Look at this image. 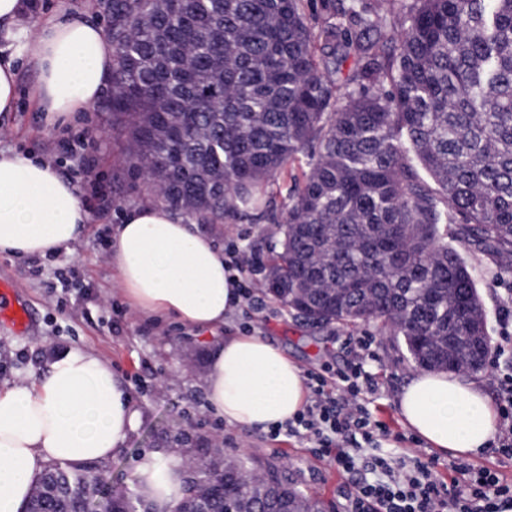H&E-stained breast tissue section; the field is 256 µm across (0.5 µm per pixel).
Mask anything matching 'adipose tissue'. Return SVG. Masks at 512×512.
Masks as SVG:
<instances>
[{
	"label": "adipose tissue",
	"instance_id": "1",
	"mask_svg": "<svg viewBox=\"0 0 512 512\" xmlns=\"http://www.w3.org/2000/svg\"><path fill=\"white\" fill-rule=\"evenodd\" d=\"M21 10V0H0V29L9 42L0 56V113L15 107V61L26 58L38 72L40 112L51 123L70 121L111 84L112 44L100 27L64 11L29 33L18 26ZM90 221L74 183L50 161L0 150V253L54 256L78 241ZM111 260L121 293L144 315L212 330L238 304L223 249L164 205L150 202L125 214L112 231ZM205 392L228 424L261 430L292 419L307 398L300 367L258 336L217 343ZM397 405L405 425L442 453L479 455L500 427L484 390L448 371L415 372ZM139 418L107 363L81 348L0 386V512H26L48 464L107 461ZM134 482L154 512H175L184 495L179 449L144 455Z\"/></svg>",
	"mask_w": 512,
	"mask_h": 512
}]
</instances>
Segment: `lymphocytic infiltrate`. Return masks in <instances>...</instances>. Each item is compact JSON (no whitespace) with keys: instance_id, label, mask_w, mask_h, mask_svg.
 I'll use <instances>...</instances> for the list:
<instances>
[{"instance_id":"1","label":"lymphocytic infiltrate","mask_w":512,"mask_h":512,"mask_svg":"<svg viewBox=\"0 0 512 512\" xmlns=\"http://www.w3.org/2000/svg\"><path fill=\"white\" fill-rule=\"evenodd\" d=\"M496 336L491 345L498 411L509 427L489 444L512 457V289L500 297ZM371 336H351L344 346L352 357L339 367L307 375L312 396L289 419V435L305 442L311 455L342 478L343 512H512V484L465 459L449 463L440 478L438 462L416 439L393 431L370 404L378 390L367 370L376 353Z\"/></svg>"}]
</instances>
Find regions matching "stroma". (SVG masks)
Masks as SVG:
<instances>
[{
  "instance_id": "stroma-1",
  "label": "stroma",
  "mask_w": 512,
  "mask_h": 512,
  "mask_svg": "<svg viewBox=\"0 0 512 512\" xmlns=\"http://www.w3.org/2000/svg\"><path fill=\"white\" fill-rule=\"evenodd\" d=\"M21 27L34 29L38 22L66 6L105 27L100 0H24ZM18 97L13 112L0 115V149L12 148L53 161L64 174L82 185L73 159L58 142L68 133L90 129L97 140L92 152L99 170L110 184L112 206L93 213L84 235L70 250L50 260L0 254V279L14 283L34 321L27 333L16 334L0 326V385L43 369L50 352L83 347L95 351L112 368L141 411L140 421L125 448L103 463H89L112 486L130 489L133 470L141 456L155 448L176 446L187 457L204 449H220L229 460L245 459L257 468L284 464L298 489L311 499L340 507V479L335 470L311 456L305 445L288 434L250 431L227 425L210 410L204 377L216 337L250 334L279 347L302 371L341 363L346 336L369 334L378 343L379 359L371 363L379 391L372 409L396 430L405 424L397 397L415 366L401 342L375 325L351 328L320 327L305 323L270 298L262 311L246 313L235 307L216 331L198 330L166 317L148 318L123 299L112 265L108 242L116 224L131 208L150 202L137 187L126 160V132L112 120L106 100H99L63 125L48 124L32 99L35 68L27 59L16 62ZM217 244L241 240L259 260H266L275 245L274 224L242 219L222 226L208 224ZM459 251L474 267L476 286L488 316V330H495L494 314L503 288L493 279L500 259L462 243Z\"/></svg>"
}]
</instances>
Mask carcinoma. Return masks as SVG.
Listing matches in <instances>:
<instances>
[{"instance_id": "obj_1", "label": "carcinoma", "mask_w": 512, "mask_h": 512, "mask_svg": "<svg viewBox=\"0 0 512 512\" xmlns=\"http://www.w3.org/2000/svg\"><path fill=\"white\" fill-rule=\"evenodd\" d=\"M112 118L157 202L198 224L266 212L263 186L291 165L266 291L316 325L373 322L426 369L476 372L486 313L457 239L512 273V0H103ZM354 65L343 73V64ZM234 507L325 512L271 467L237 461ZM182 503L226 512L201 483ZM96 474L56 462L28 509L87 512ZM110 507L151 512L127 493Z\"/></svg>"}]
</instances>
